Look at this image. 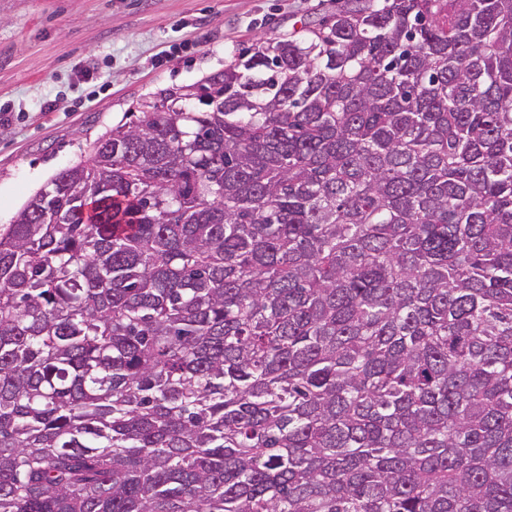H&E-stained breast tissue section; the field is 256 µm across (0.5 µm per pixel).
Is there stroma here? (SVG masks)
Segmentation results:
<instances>
[{
  "label": "stroma",
  "instance_id": "obj_1",
  "mask_svg": "<svg viewBox=\"0 0 512 512\" xmlns=\"http://www.w3.org/2000/svg\"><path fill=\"white\" fill-rule=\"evenodd\" d=\"M333 0H0V224L137 103Z\"/></svg>",
  "mask_w": 512,
  "mask_h": 512
}]
</instances>
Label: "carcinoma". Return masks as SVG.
Returning <instances> with one entry per match:
<instances>
[{
	"instance_id": "1",
	"label": "carcinoma",
	"mask_w": 512,
	"mask_h": 512,
	"mask_svg": "<svg viewBox=\"0 0 512 512\" xmlns=\"http://www.w3.org/2000/svg\"><path fill=\"white\" fill-rule=\"evenodd\" d=\"M0 225V512H512V0H338Z\"/></svg>"
}]
</instances>
